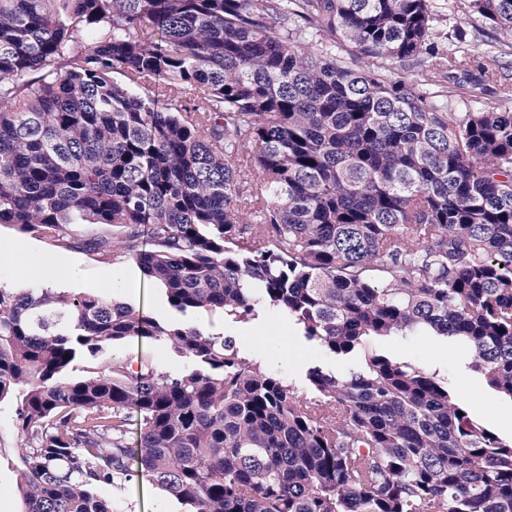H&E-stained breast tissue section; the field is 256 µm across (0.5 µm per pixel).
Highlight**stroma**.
Segmentation results:
<instances>
[{
  "mask_svg": "<svg viewBox=\"0 0 512 512\" xmlns=\"http://www.w3.org/2000/svg\"><path fill=\"white\" fill-rule=\"evenodd\" d=\"M435 5L433 45L447 51L471 41L480 25L479 20L450 11L448 0H435ZM0 240L11 242L24 255L52 252L58 265V290L96 292L133 306H143L151 316L161 314L166 309L161 296L145 298L143 275L133 261L110 265L82 251L53 252L44 241L21 235L12 226L4 224L0 225ZM195 321L212 332L238 338L244 354L260 359L271 371L296 385L304 382L306 369L313 359H321L324 366L339 374L348 372L355 365L351 359L320 356L318 350L299 335L287 318L272 310L262 312L258 326L254 328L217 314L211 316L202 313L196 316ZM378 347L397 361L413 363L446 378L450 392L469 407L486 427L502 438H512V427L503 422L504 416L512 413V402L500 398L480 376L469 369L468 352L448 345L444 339L419 335L390 337L380 341ZM113 354L123 358L133 372L144 362L165 365L174 372L189 366L187 359L176 357L159 343L134 340L115 347ZM117 508L119 512H184L180 504L144 478L118 495Z\"/></svg>",
  "mask_w": 512,
  "mask_h": 512,
  "instance_id": "stroma-1",
  "label": "stroma"
}]
</instances>
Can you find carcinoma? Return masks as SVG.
Masks as SVG:
<instances>
[{"label": "carcinoma", "mask_w": 512, "mask_h": 512, "mask_svg": "<svg viewBox=\"0 0 512 512\" xmlns=\"http://www.w3.org/2000/svg\"><path fill=\"white\" fill-rule=\"evenodd\" d=\"M451 6L498 52L435 51L433 0H0V224L168 305L0 287L22 512L144 477L187 512H512V440L377 349L443 337L512 402V0ZM264 308L360 366L297 387L190 321ZM133 339L191 366L132 381ZM509 84L512 85V57L507 56L502 59V70L500 73V77L497 78V81H492L487 84L486 90L484 92L482 100L485 102L487 106L490 107H498L501 91L503 85Z\"/></svg>", "instance_id": "1"}]
</instances>
